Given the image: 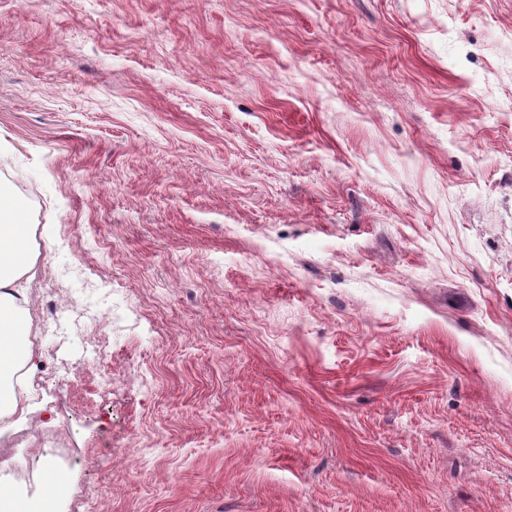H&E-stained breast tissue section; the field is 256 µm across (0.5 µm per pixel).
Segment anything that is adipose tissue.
<instances>
[{"instance_id":"adipose-tissue-1","label":"adipose tissue","mask_w":512,"mask_h":512,"mask_svg":"<svg viewBox=\"0 0 512 512\" xmlns=\"http://www.w3.org/2000/svg\"><path fill=\"white\" fill-rule=\"evenodd\" d=\"M30 233L11 190L0 185V420L16 422L26 419L36 401L27 381L35 369L28 294L18 286L38 259L29 247Z\"/></svg>"}]
</instances>
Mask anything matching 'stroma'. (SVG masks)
<instances>
[{
    "label": "stroma",
    "mask_w": 512,
    "mask_h": 512,
    "mask_svg": "<svg viewBox=\"0 0 512 512\" xmlns=\"http://www.w3.org/2000/svg\"><path fill=\"white\" fill-rule=\"evenodd\" d=\"M0 183L28 506L512 512V0H0ZM31 225L24 224L11 190L0 185V421L22 422L33 410L36 394L28 294L16 284L34 274L38 254L29 248ZM24 373L18 376V372Z\"/></svg>",
    "instance_id": "1"
}]
</instances>
